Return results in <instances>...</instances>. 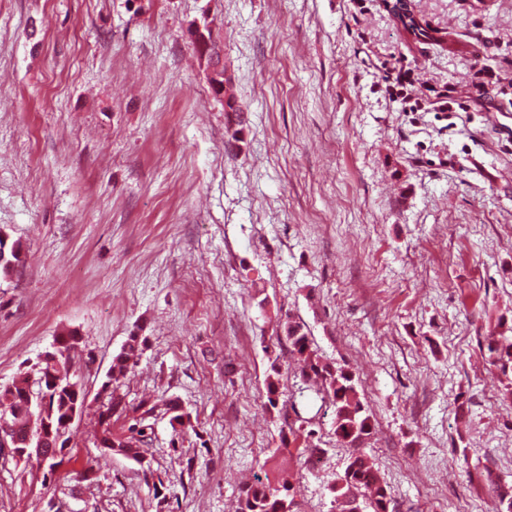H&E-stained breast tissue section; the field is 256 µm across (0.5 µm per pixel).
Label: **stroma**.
Wrapping results in <instances>:
<instances>
[{
	"label": "stroma",
	"mask_w": 512,
	"mask_h": 512,
	"mask_svg": "<svg viewBox=\"0 0 512 512\" xmlns=\"http://www.w3.org/2000/svg\"><path fill=\"white\" fill-rule=\"evenodd\" d=\"M0 0V387L75 334L84 408L62 465L0 448V512H235L255 478L333 512L351 454L307 388L287 322L352 370L361 450L400 512H496L512 487V0ZM210 24L239 113L204 74ZM478 105L410 111L391 66ZM144 344L104 384L129 336ZM281 395L269 405L266 381ZM153 407L148 467L102 448L110 394ZM190 415L172 428L162 404ZM314 423L306 465L289 431ZM91 469L92 482L75 473Z\"/></svg>",
	"instance_id": "1"
}]
</instances>
